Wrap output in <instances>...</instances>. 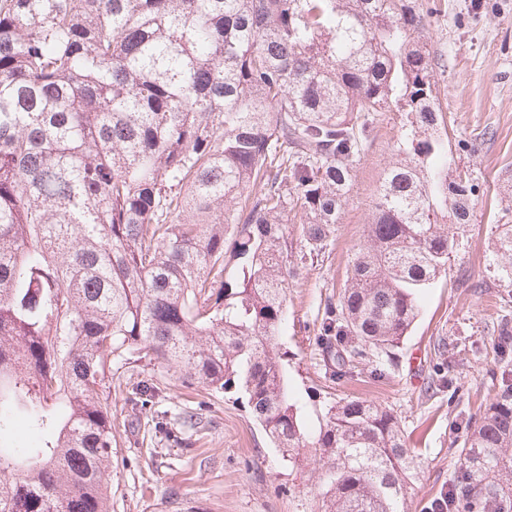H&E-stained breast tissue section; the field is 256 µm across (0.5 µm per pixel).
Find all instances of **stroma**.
<instances>
[{
  "mask_svg": "<svg viewBox=\"0 0 512 512\" xmlns=\"http://www.w3.org/2000/svg\"><path fill=\"white\" fill-rule=\"evenodd\" d=\"M439 12L426 39L438 64L437 96L457 171L478 179V202L448 265L422 292L420 314L391 359L376 352L353 375L339 377L320 345L327 303L343 291L354 254L365 244L378 188L402 133L399 113L387 112L356 166L344 212L314 264L301 267L287 288L286 321L275 339L288 389L302 420L318 426L343 398L391 408L405 446L421 469L409 495L410 512H427L456 468L459 420L492 400L502 364L492 348L501 318L512 320V287L488 266L493 227L512 224V0H435ZM481 136L478 150L469 143ZM470 287H460V276ZM447 342L445 358L434 348ZM447 384L429 390L437 375ZM149 388L147 407L130 393ZM111 512H314L319 478L293 469L253 418L244 394L188 383L175 367L142 359L115 363ZM198 415L190 425L186 412Z\"/></svg>",
  "mask_w": 512,
  "mask_h": 512,
  "instance_id": "stroma-1",
  "label": "stroma"
}]
</instances>
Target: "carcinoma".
<instances>
[{"label":"carcinoma","instance_id":"carcinoma-1","mask_svg":"<svg viewBox=\"0 0 512 512\" xmlns=\"http://www.w3.org/2000/svg\"><path fill=\"white\" fill-rule=\"evenodd\" d=\"M429 0H0V512H110L112 363L237 387L321 463L318 512H408L393 412L343 399L308 430L274 338L288 217L324 253L383 112H402L325 348L388 353L477 201L449 173ZM493 264L512 285V225ZM22 418L34 443L16 447ZM449 512H512V382L467 420Z\"/></svg>","mask_w":512,"mask_h":512}]
</instances>
